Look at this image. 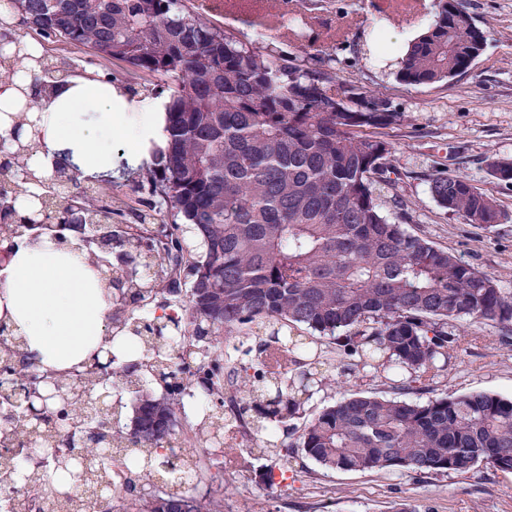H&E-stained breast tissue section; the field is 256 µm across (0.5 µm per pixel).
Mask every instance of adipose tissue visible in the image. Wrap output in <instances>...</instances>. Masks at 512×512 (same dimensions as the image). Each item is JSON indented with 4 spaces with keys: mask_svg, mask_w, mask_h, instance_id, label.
Masks as SVG:
<instances>
[{
    "mask_svg": "<svg viewBox=\"0 0 512 512\" xmlns=\"http://www.w3.org/2000/svg\"><path fill=\"white\" fill-rule=\"evenodd\" d=\"M167 97L130 103L113 86L77 75L55 86L34 117L45 135L34 166L51 172L73 164L96 178L119 165L135 169L152 159V145L165 144ZM125 150L114 151V141ZM110 300L78 251L60 252L50 239L21 249L0 280V317L26 340L44 367L66 370L96 350Z\"/></svg>",
    "mask_w": 512,
    "mask_h": 512,
    "instance_id": "obj_1",
    "label": "adipose tissue"
}]
</instances>
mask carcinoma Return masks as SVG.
Returning <instances> with one entry per match:
<instances>
[{"label": "carcinoma", "instance_id": "obj_1", "mask_svg": "<svg viewBox=\"0 0 512 512\" xmlns=\"http://www.w3.org/2000/svg\"><path fill=\"white\" fill-rule=\"evenodd\" d=\"M16 13L42 44L79 45L160 79L169 92V140L157 168L142 173L148 213L139 224L112 223V203L82 187L76 172L55 168L61 191L47 193L48 219L67 224L83 203L87 231L99 242L89 256L112 257L107 319L128 353L109 363L116 388L131 397V416L102 410V374L85 365L74 375L52 371L68 412L47 414L37 440L23 414L0 429V488L24 477L35 491L14 512L50 500L55 512H85L86 503L57 479L60 471L99 489L96 512H159L172 500L181 512H224V485L202 494L183 482L155 486L161 473H191L197 482L224 462V431L235 427L258 452L288 461L302 454L345 472L374 469L467 473L479 464L512 472V398L475 392L416 402L353 394L297 425L313 374L289 345L288 330L336 342L355 366L396 378L398 390H424L448 373L460 343L455 323H491L512 337V291L491 275L409 233L404 208L386 212L384 190L398 186L395 147L382 130L407 115L379 90L346 80L319 49L290 61L247 45L214 26L190 0H15ZM490 33L467 0H436L432 23L399 57L407 86L432 85L467 71ZM13 23L0 21V58L25 54ZM70 63L50 51L31 69L32 84L68 77ZM11 146L0 157L1 235L26 244L34 185L21 175L41 140ZM512 183V160L487 163ZM437 205L490 230L508 219L496 201L455 172L428 174ZM166 213L173 223L151 234L144 221ZM173 308L171 316L154 307ZM258 340L253 373L224 387V342ZM24 345L0 327V378L28 389ZM208 403L180 433L184 398ZM295 441L287 442L290 436ZM63 445L51 468L20 473L29 450Z\"/></svg>", "mask_w": 512, "mask_h": 512}]
</instances>
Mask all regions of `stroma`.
Segmentation results:
<instances>
[{
  "label": "stroma",
  "instance_id": "1",
  "mask_svg": "<svg viewBox=\"0 0 512 512\" xmlns=\"http://www.w3.org/2000/svg\"><path fill=\"white\" fill-rule=\"evenodd\" d=\"M389 4L288 0L289 9L307 22L298 40L238 19H225L223 25L244 43H272L291 58L327 48L340 77L388 95L409 116L408 122L385 132L396 148L401 174L397 194L412 214L409 232L512 289V183L493 179L487 170L489 158H512V0H468L477 23L492 28L482 56L452 80L415 87L396 80L395 63L408 42L432 22L434 2L415 0L413 10L399 16ZM62 51L71 59L72 74L111 78L129 100L159 91L157 78L126 63L95 58L75 46H63ZM439 169L460 173L493 196L507 220L485 230L440 209L426 179ZM460 334L447 376L415 393V400L471 392L512 397V341L502 342L493 325L469 321L461 324ZM354 390L393 393L387 380L364 377L345 383L334 371L324 390L306 405L305 417ZM279 465L278 458H257L244 447L226 457L223 467L212 471L215 483L224 487V512H398L403 503L414 512H512V473L485 465L463 474L389 469L361 473L329 470L298 455L290 459L285 479L272 485L261 482L260 471Z\"/></svg>",
  "mask_w": 512,
  "mask_h": 512
}]
</instances>
